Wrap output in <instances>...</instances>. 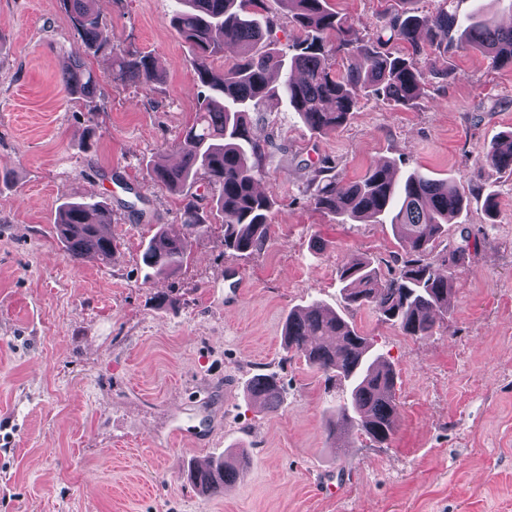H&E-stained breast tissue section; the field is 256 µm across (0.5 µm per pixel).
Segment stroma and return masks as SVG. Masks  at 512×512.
<instances>
[{
    "instance_id": "1",
    "label": "stroma",
    "mask_w": 512,
    "mask_h": 512,
    "mask_svg": "<svg viewBox=\"0 0 512 512\" xmlns=\"http://www.w3.org/2000/svg\"><path fill=\"white\" fill-rule=\"evenodd\" d=\"M441 0H328L374 40L391 13ZM108 48L93 54L58 0H0V512H512V175L485 160L512 130V67L460 49L423 67L406 109L361 100L336 131H311L286 102L251 115L274 135L261 190L274 201L259 252L224 248L216 193L155 185V162L195 118L193 70L170 25L173 0H95ZM151 55L153 90L113 81L111 49ZM100 77L92 108L59 84L75 59ZM354 181L375 165L450 180L466 197L448 226L470 263L432 335L414 337L370 307L345 308L337 273L352 257L381 272L405 252L388 224L340 223L311 205L321 162ZM195 196L212 225L189 233ZM497 214L487 218V197ZM109 203L111 263L72 262L53 232L59 206ZM187 237L189 263L156 275L141 255L151 227ZM243 291L224 299V273ZM341 311L396 371V428L384 444L333 433L346 385L287 353L289 312ZM279 381L278 410L245 397L258 373ZM181 442L171 443L174 428ZM247 448L245 473L199 497L181 474Z\"/></svg>"
}]
</instances>
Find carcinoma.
Here are the masks:
<instances>
[{"mask_svg":"<svg viewBox=\"0 0 512 512\" xmlns=\"http://www.w3.org/2000/svg\"><path fill=\"white\" fill-rule=\"evenodd\" d=\"M88 50L100 52L103 20L93 0H59ZM288 19L305 38L284 50L274 37L275 20L266 15L265 0H177L171 24L192 54L196 90V118L175 142L180 162H157L150 178L171 192H185L205 180L218 192L217 209L223 214L224 249L254 253L271 235V197L256 191L265 158L254 138L248 114L267 99L284 96L306 126L317 133L333 132L347 122L364 97L395 107H407L421 95L426 74L418 59L430 52L448 56L459 47L478 51L497 66H512V27H502L477 10L461 16L448 9V0L431 15L397 12L376 42L360 40L348 20L330 10L327 0H277ZM228 48L237 61L215 69L213 62ZM346 59L341 74H334L329 57ZM161 79L153 58L142 53L112 51V80L147 91ZM67 92L93 100L98 76L83 63L62 73ZM495 170L512 172V132L499 135L486 152ZM310 202L332 213L341 223L389 222L406 246L399 271L384 276L371 258L357 256L338 272L341 293L349 306L372 307L408 336L432 335L436 317L448 312L456 289V271L467 265L468 249H447L432 256L435 241L465 208V196L448 181L418 170L404 181L386 166L368 169L362 178L345 184L332 167L313 168ZM111 221L103 201H71L59 207L55 220L57 240L74 262L94 255L112 260L117 243L99 234ZM208 215L195 200L183 209V224L195 232L208 228ZM188 258L187 241L158 228L142 254L145 266L159 273H174ZM288 351L304 357L325 381L345 382L349 399L336 408L334 431L357 429L384 443L395 430L396 375L380 355L371 356L373 343L338 313L318 303L292 311L284 328ZM336 336L332 346L324 341ZM255 398L264 396L271 409L280 402L274 374H256L246 387ZM222 483L220 492L242 471V461H212Z\"/></svg>","mask_w":512,"mask_h":512,"instance_id":"cac0c4a2","label":"carcinoma"}]
</instances>
